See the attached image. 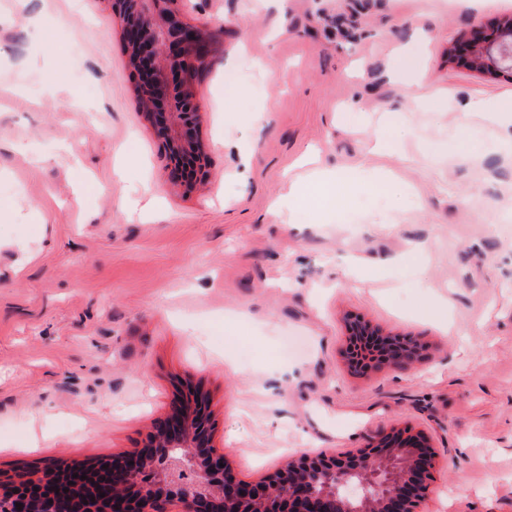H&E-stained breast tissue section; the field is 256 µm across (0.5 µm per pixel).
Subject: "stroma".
Instances as JSON below:
<instances>
[{"mask_svg":"<svg viewBox=\"0 0 512 512\" xmlns=\"http://www.w3.org/2000/svg\"><path fill=\"white\" fill-rule=\"evenodd\" d=\"M178 5L213 39L189 194L111 0H0V472L121 454L198 388L241 478L407 425L448 461L429 512H512V74L450 58L512 0ZM336 168L335 208H274ZM351 316L428 353L354 374Z\"/></svg>","mask_w":512,"mask_h":512,"instance_id":"1","label":"stroma"}]
</instances>
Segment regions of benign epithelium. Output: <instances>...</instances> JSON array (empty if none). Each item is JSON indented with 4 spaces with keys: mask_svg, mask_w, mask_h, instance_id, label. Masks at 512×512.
Masks as SVG:
<instances>
[{
    "mask_svg": "<svg viewBox=\"0 0 512 512\" xmlns=\"http://www.w3.org/2000/svg\"><path fill=\"white\" fill-rule=\"evenodd\" d=\"M121 21L135 90L147 104L143 117L161 143L167 181L187 192L207 177L200 137L201 108L192 87L209 66L211 39L189 21L175 0H112ZM453 55L482 74L512 70V19L494 33L456 42ZM378 336L380 355L348 367L367 375L403 369L422 356L418 340L386 332L361 317L347 322V338ZM214 418L201 391L177 399L158 419L140 448L112 458V475L94 498L80 489L33 495L26 486L59 475L68 465L43 462L35 472L0 479V512H423L440 465L432 439L408 426L370 437L344 453L289 458L254 480L238 477L213 444ZM164 464L160 471L158 464ZM105 497H100V494Z\"/></svg>",
    "mask_w": 512,
    "mask_h": 512,
    "instance_id": "7a95c632",
    "label": "benign epithelium"
}]
</instances>
